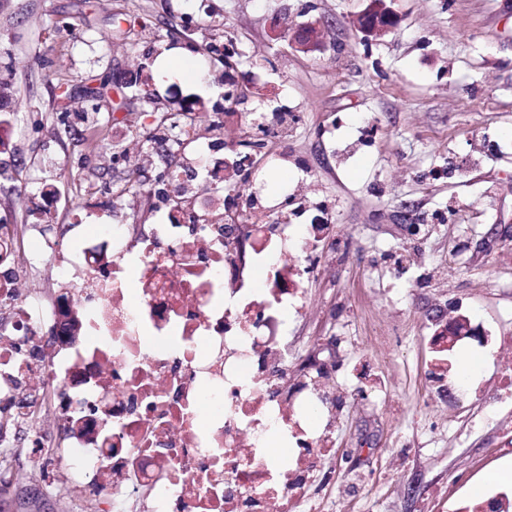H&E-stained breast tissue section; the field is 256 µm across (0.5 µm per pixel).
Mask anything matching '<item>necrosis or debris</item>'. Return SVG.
Returning a JSON list of instances; mask_svg holds the SVG:
<instances>
[{
	"label": "necrosis or debris",
	"instance_id": "obj_1",
	"mask_svg": "<svg viewBox=\"0 0 512 512\" xmlns=\"http://www.w3.org/2000/svg\"><path fill=\"white\" fill-rule=\"evenodd\" d=\"M200 207L128 236L107 224L69 246L77 299L27 295L0 235V413L24 425L41 473L75 476L102 512H320L343 395L288 349L287 315L323 275L331 225L236 218ZM53 389L31 426L24 394ZM68 431L64 457L46 455Z\"/></svg>",
	"mask_w": 512,
	"mask_h": 512
}]
</instances>
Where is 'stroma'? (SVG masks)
I'll use <instances>...</instances> for the list:
<instances>
[{
	"mask_svg": "<svg viewBox=\"0 0 512 512\" xmlns=\"http://www.w3.org/2000/svg\"><path fill=\"white\" fill-rule=\"evenodd\" d=\"M366 0H0V225L22 224L16 256L43 299L69 291L62 258H40L42 212L70 245L101 224L159 223L164 202L112 183L140 168L151 183L192 166L197 144L217 159L252 140L256 123L284 128L242 179L190 181L187 199L223 189L237 213L336 226L310 280L303 318L289 321L298 358L325 363L346 390L322 512H455L474 486L512 468L500 429L512 401L494 379L512 360L467 340L453 363L480 354L481 395L429 390L430 338L448 316L512 336V0H393L392 31L370 39L351 19ZM315 22L319 46L298 51L293 29ZM234 40L245 99L226 105L204 78L201 49ZM183 49L164 79L160 56ZM152 76L149 97L140 89ZM194 111L189 144L142 142L156 116ZM98 127L103 148L83 134ZM374 359V398L350 385ZM0 512H98L65 476L44 479L13 424L0 428ZM405 441L402 450L393 438Z\"/></svg>",
	"mask_w": 512,
	"mask_h": 512,
	"instance_id": "stroma-1",
	"label": "stroma"
}]
</instances>
